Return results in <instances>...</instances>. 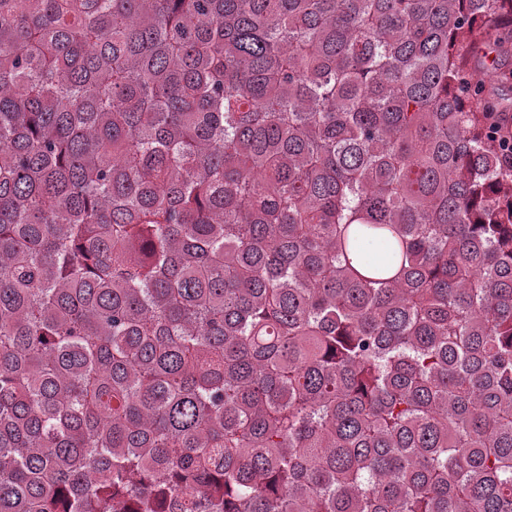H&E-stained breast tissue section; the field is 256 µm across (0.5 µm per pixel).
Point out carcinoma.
<instances>
[{
    "instance_id": "1",
    "label": "carcinoma",
    "mask_w": 512,
    "mask_h": 512,
    "mask_svg": "<svg viewBox=\"0 0 512 512\" xmlns=\"http://www.w3.org/2000/svg\"><path fill=\"white\" fill-rule=\"evenodd\" d=\"M512 0H0V512H512Z\"/></svg>"
}]
</instances>
